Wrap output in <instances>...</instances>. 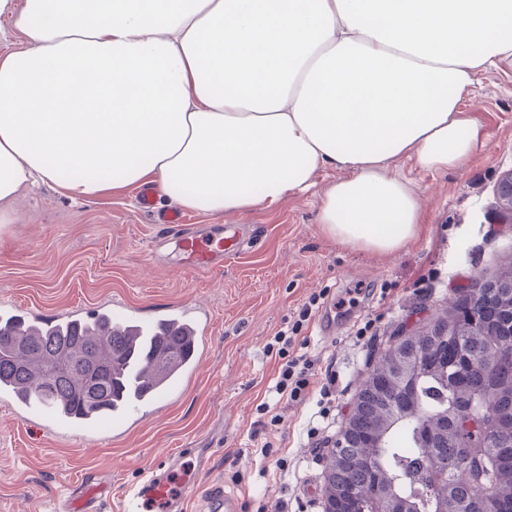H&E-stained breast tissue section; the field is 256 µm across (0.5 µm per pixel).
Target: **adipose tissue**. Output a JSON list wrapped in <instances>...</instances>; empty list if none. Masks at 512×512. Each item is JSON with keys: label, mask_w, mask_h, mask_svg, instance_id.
<instances>
[{"label": "adipose tissue", "mask_w": 512, "mask_h": 512, "mask_svg": "<svg viewBox=\"0 0 512 512\" xmlns=\"http://www.w3.org/2000/svg\"><path fill=\"white\" fill-rule=\"evenodd\" d=\"M0 205L54 184L90 202L155 185L219 216L341 170L323 234L389 253L417 235L401 160L451 171L483 144L460 104L512 59V0H0Z\"/></svg>", "instance_id": "ef3b65f1"}]
</instances>
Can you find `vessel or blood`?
<instances>
[{"mask_svg":"<svg viewBox=\"0 0 512 512\" xmlns=\"http://www.w3.org/2000/svg\"><path fill=\"white\" fill-rule=\"evenodd\" d=\"M138 207L153 216L156 223L179 227L180 232L171 239V252L180 267L201 273L222 271L226 259L240 251L244 244L240 229L232 224L223 230L188 228L182 212L175 207L158 211L152 190H141ZM99 316L105 317L113 332L128 337L132 347H139L144 338L164 340L169 336L181 337L190 355L173 372L162 375L155 385L141 394L120 395L112 407V427L120 430L127 425L142 422L143 410L172 400L179 392L184 379L195 376L204 363L202 345L206 339L209 318L200 308L172 304L153 311L152 314L129 309L123 313H110L99 308ZM41 320L29 313L0 314V326L19 328L35 333ZM194 461L185 456L169 458L156 465L150 475L129 493L123 512H185L188 498L194 491ZM99 497L93 481H86L76 494L65 499L57 512H97L95 503ZM200 512H240L238 497L223 486L209 487L200 500Z\"/></svg>","mask_w":512,"mask_h":512,"instance_id":"vessel-or-blood-1","label":"vessel or blood"}]
</instances>
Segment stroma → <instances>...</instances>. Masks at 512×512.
I'll return each mask as SVG.
<instances>
[{"label": "stroma", "mask_w": 512, "mask_h": 512, "mask_svg": "<svg viewBox=\"0 0 512 512\" xmlns=\"http://www.w3.org/2000/svg\"><path fill=\"white\" fill-rule=\"evenodd\" d=\"M464 110L486 134L467 167H394L418 198L420 224L415 241L391 253H363L322 233L319 198L337 170L274 209L187 213L188 223L207 228L246 225L254 239L215 274L174 269L153 254L167 228L137 209V188L94 203L49 184L25 189L8 208L10 223L0 224V307L67 315L195 302L211 322L199 374L124 433L96 427L82 441L0 404V512H55L87 477L111 489L103 512H119L154 464L202 448L208 462L198 488L222 482L243 512H323L324 442L340 432L375 362L395 336L449 315L462 290L493 279L512 256V223L498 221V184L512 173V62L480 72ZM328 307L336 311L332 336L318 329ZM290 325L289 353L312 360L315 375L302 401L285 404L275 400L281 361L271 345ZM267 439L284 469L261 455Z\"/></svg>", "instance_id": "1"}]
</instances>
